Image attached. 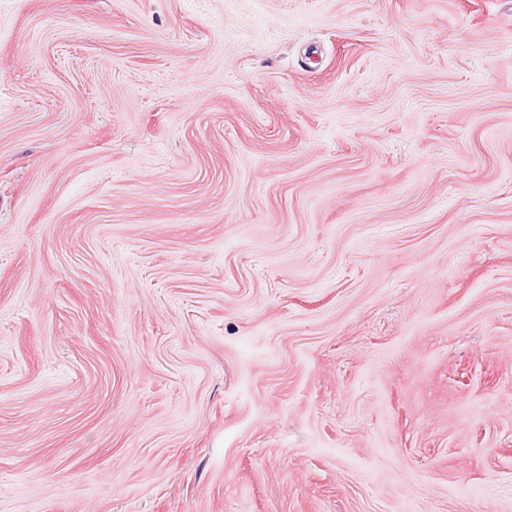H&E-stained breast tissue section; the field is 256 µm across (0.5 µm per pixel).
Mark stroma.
<instances>
[{"label": "stroma", "instance_id": "obj_1", "mask_svg": "<svg viewBox=\"0 0 512 512\" xmlns=\"http://www.w3.org/2000/svg\"><path fill=\"white\" fill-rule=\"evenodd\" d=\"M0 512H512V0H0Z\"/></svg>", "mask_w": 512, "mask_h": 512}]
</instances>
